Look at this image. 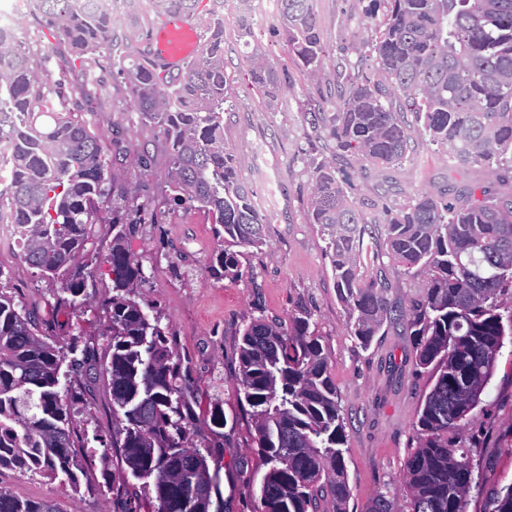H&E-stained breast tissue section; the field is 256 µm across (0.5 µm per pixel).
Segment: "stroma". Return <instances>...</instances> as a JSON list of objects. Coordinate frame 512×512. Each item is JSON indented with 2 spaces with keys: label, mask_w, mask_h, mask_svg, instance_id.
<instances>
[{
  "label": "stroma",
  "mask_w": 512,
  "mask_h": 512,
  "mask_svg": "<svg viewBox=\"0 0 512 512\" xmlns=\"http://www.w3.org/2000/svg\"><path fill=\"white\" fill-rule=\"evenodd\" d=\"M224 15V72L235 107L224 113V140L233 149L238 179L260 204L267 189L275 205L265 211V240L245 247L239 273L221 279L209 270L217 248L211 216L198 205L170 203L169 146L160 130L140 125L131 110L130 72L147 48L148 32L159 24L150 0L113 26L121 52L100 54L95 74L99 93L92 101L70 103L73 112L93 113L101 124L112 159L110 202L101 208L83 251L90 277L74 305L50 309L58 279L39 275L23 258L5 256L11 273L8 292L23 309L42 320L43 332L66 359L81 360L78 373L61 381L70 408L69 428L85 448L80 492L59 481L0 470V488L23 499H50L62 512H154L155 494L133 478L112 441L120 427L112 409L104 363L107 324L104 304L112 296L107 258L112 247V209L138 190L152 220L126 227L124 246L140 258L146 275L134 293L149 316L167 327L182 362L183 399L192 411L187 443L218 471L224 512H259V485L267 470L253 443L250 408L237 381L238 346L244 327L265 317L281 323L306 312L310 329L328 353V372L344 417L345 467L351 496L348 512H368L375 495L402 483L405 463L417 446L416 421L432 381L417 362L407 318L423 298L425 275L406 276L388 258L363 255L360 273L385 272L387 294L397 318L385 321L370 345L353 334L332 275V258L319 225L310 219L312 166L329 156L309 111H336L345 89L336 66L360 65L370 0H312L320 39L327 51L316 73L294 61L281 25L278 0H218ZM252 33L260 53L286 76L271 95L260 94L250 75ZM411 150L399 165L375 166L347 154L333 158L336 176L350 199L367 203L369 220L405 204L421 190L453 198L458 191L487 185L480 165L449 168L448 157L431 144L423 128L412 127ZM220 401L227 424H211L206 410ZM450 444L472 448L481 489L467 512H488L491 491L512 482V354L498 356L485 403ZM123 487L112 495V487Z\"/></svg>",
  "instance_id": "obj_1"
}]
</instances>
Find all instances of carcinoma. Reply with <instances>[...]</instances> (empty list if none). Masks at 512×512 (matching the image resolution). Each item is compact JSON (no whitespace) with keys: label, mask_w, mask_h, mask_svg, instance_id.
Masks as SVG:
<instances>
[{"label":"carcinoma","mask_w":512,"mask_h":512,"mask_svg":"<svg viewBox=\"0 0 512 512\" xmlns=\"http://www.w3.org/2000/svg\"><path fill=\"white\" fill-rule=\"evenodd\" d=\"M157 16L196 17L209 33L201 53L176 77L147 76L151 58L137 63L132 104L140 123L171 142L170 179L177 205L189 200L211 215L224 242L210 270L238 269L233 246L264 244L265 218L233 168L224 141V15L203 0H152ZM110 0H33V15L52 26L64 45L85 57L72 90L88 98L98 89L95 54L112 51ZM382 12L365 46L366 60L386 84L343 70L349 93L336 112L313 110L333 153H352L376 166L401 164L410 151L408 118L460 165H496L495 180L512 174V0H371ZM285 39L310 73L326 51L311 0H281ZM37 40L0 33V141L12 148V172L0 177L10 199L25 262L42 276L62 280L56 304H73L87 277L76 268L97 205L108 195L112 160L102 134L65 102ZM257 89L268 91L280 74L255 58ZM313 223L331 252L340 300L364 345L393 312L387 278L358 273L365 223L335 175L333 161L312 162ZM375 255L410 276L425 272L429 288L407 322L418 361L434 383L417 420L418 446L407 458L402 487L407 512H467L480 488L471 449L448 444L462 431L491 382L497 356L512 344V199L491 186L471 189L455 202L420 191L386 210ZM112 299L105 363L112 406L121 430L127 471L153 482L156 512H219L215 477L206 456L186 444L180 371L170 333L132 298L145 280L141 260L126 252L123 219H112ZM238 381L252 408L253 440L268 466L259 488L260 512H318L330 500L346 512L350 489L344 460L343 417L328 374V354L298 316L288 326L264 317L243 330ZM63 356L39 325L0 289V469L81 486L80 454L61 395ZM491 512H512V483L492 493ZM0 512H61L49 499H21L0 489Z\"/></svg>","instance_id":"obj_1"}]
</instances>
